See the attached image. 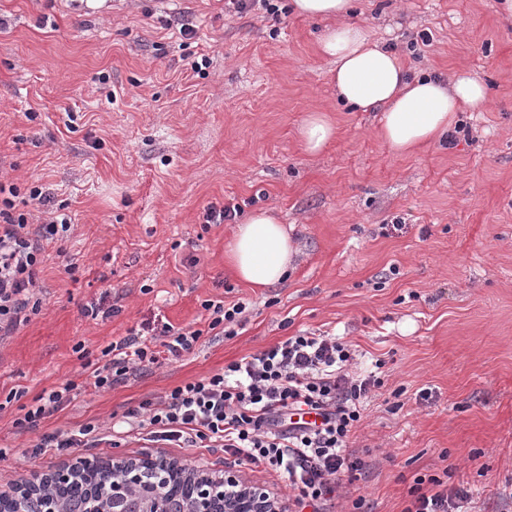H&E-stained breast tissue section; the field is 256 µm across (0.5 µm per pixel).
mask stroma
I'll use <instances>...</instances> for the list:
<instances>
[{
  "label": "stroma",
  "mask_w": 512,
  "mask_h": 512,
  "mask_svg": "<svg viewBox=\"0 0 512 512\" xmlns=\"http://www.w3.org/2000/svg\"><path fill=\"white\" fill-rule=\"evenodd\" d=\"M224 3L0 0V180L39 185L74 226L47 248L40 314L0 341V493L80 457L220 471L218 448L107 437L143 400L320 331L381 380L353 433L365 466L341 474L340 512L358 498L364 512H404L415 479L432 476L467 491L470 512H512V16L495 0H357L355 21L412 72L467 69L489 87L452 143L400 158L375 136L377 113L336 103L323 22L288 0L274 15ZM317 107L338 136L311 156L298 128ZM227 204L292 227L301 252L285 282L252 288L225 267L235 225L204 226L203 214ZM206 299L247 303L235 335L15 431L8 393L82 381L76 344L97 358L155 321L206 328ZM88 423L99 444L32 455L43 434Z\"/></svg>",
  "instance_id": "obj_1"
}]
</instances>
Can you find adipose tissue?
<instances>
[{
  "label": "adipose tissue",
  "instance_id": "ef3b65f1",
  "mask_svg": "<svg viewBox=\"0 0 512 512\" xmlns=\"http://www.w3.org/2000/svg\"><path fill=\"white\" fill-rule=\"evenodd\" d=\"M352 0H292V11L325 21L320 53L330 59V83L336 99L354 112H377V136L397 157L451 134L463 112L484 111L489 92L484 81L466 72L449 79L410 75L397 53L373 40L370 29L350 20ZM337 135L327 111L307 113L298 136L306 152H321ZM299 252L284 224L266 209H257L237 225L224 248V261L244 283L271 288L282 283Z\"/></svg>",
  "mask_w": 512,
  "mask_h": 512
}]
</instances>
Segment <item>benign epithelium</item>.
I'll return each mask as SVG.
<instances>
[{
	"label": "benign epithelium",
	"instance_id": "1",
	"mask_svg": "<svg viewBox=\"0 0 512 512\" xmlns=\"http://www.w3.org/2000/svg\"><path fill=\"white\" fill-rule=\"evenodd\" d=\"M102 485L101 503L84 501L80 512H281L263 486L245 481L227 466L219 473L188 474L163 456L83 458L40 478L21 481V503L40 498V512H64L61 493L79 478Z\"/></svg>",
	"mask_w": 512,
	"mask_h": 512
}]
</instances>
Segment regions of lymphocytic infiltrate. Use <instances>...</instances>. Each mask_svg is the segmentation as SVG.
Segmentation results:
<instances>
[{"label": "lymphocytic infiltrate", "instance_id": "f902f5d3", "mask_svg": "<svg viewBox=\"0 0 512 512\" xmlns=\"http://www.w3.org/2000/svg\"><path fill=\"white\" fill-rule=\"evenodd\" d=\"M19 188L0 181V335L7 337L38 315L43 304L40 280L45 246L70 237L67 214L45 208L39 186L28 192L38 212L17 210ZM206 328L162 324L151 335L130 332L104 348V361H94L84 346L75 351L86 374L66 381L22 404L15 428H36L71 400L87 391L100 392L127 380L135 368L181 358L194 350L205 332L225 330L246 310L244 302L225 305L204 300ZM350 345L325 333H300L277 345L243 357L224 371L182 383L160 402L142 401L126 413L129 429L146 431L150 440L194 448H219L237 463L267 465L287 474L299 508L326 512L339 498V477L362 469L349 448L353 428L378 381L351 372ZM404 512H455L466 491L450 490L437 477L416 484Z\"/></svg>", "mask_w": 512, "mask_h": 512}]
</instances>
